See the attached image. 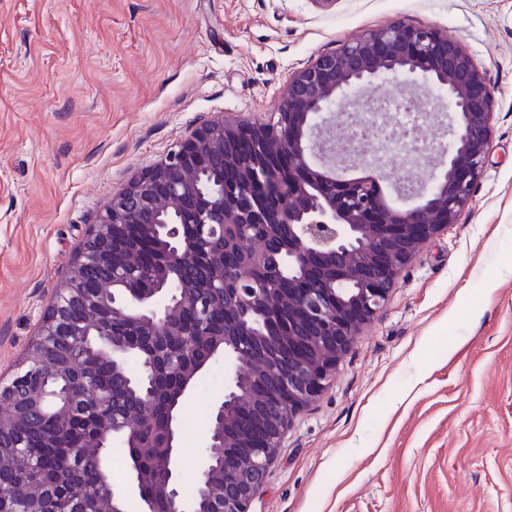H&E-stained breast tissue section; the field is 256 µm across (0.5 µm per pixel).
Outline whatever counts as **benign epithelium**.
<instances>
[{"mask_svg":"<svg viewBox=\"0 0 512 512\" xmlns=\"http://www.w3.org/2000/svg\"><path fill=\"white\" fill-rule=\"evenodd\" d=\"M383 79L424 85L448 110L440 140L372 124L366 141L336 147V120L348 108L387 111L359 96ZM494 92L472 56L431 27L398 21L319 55L289 80L271 126L212 122L112 197L68 263L36 338L13 378L0 382V512H250L295 415L327 387L338 359L384 306L416 251L457 221L493 145ZM428 163L385 194L384 160ZM200 225L186 236L181 224ZM140 228L159 241L161 261L141 262ZM224 244L194 277L197 256ZM196 278V286L188 280ZM231 292L243 316L231 329L215 320ZM124 333L113 331L116 324ZM210 356L192 364L193 337ZM224 363L203 442L197 494L181 496L179 423L195 378ZM180 379L157 421L160 441L145 447L140 424L153 418L156 382ZM68 439L80 421L88 441L43 468L13 443L14 429ZM129 450L126 490H114L112 445ZM157 457L162 479L145 488L142 458ZM224 461V479L213 465ZM82 480L55 507L34 471Z\"/></svg>","mask_w":512,"mask_h":512,"instance_id":"1","label":"benign epithelium"}]
</instances>
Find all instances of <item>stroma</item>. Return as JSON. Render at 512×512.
<instances>
[{
  "label": "stroma",
  "mask_w": 512,
  "mask_h": 512,
  "mask_svg": "<svg viewBox=\"0 0 512 512\" xmlns=\"http://www.w3.org/2000/svg\"><path fill=\"white\" fill-rule=\"evenodd\" d=\"M396 21L471 53L493 148L250 512H512V0H0V376L131 178L206 123L276 120L295 71ZM223 389L216 363L184 414L209 418Z\"/></svg>",
  "instance_id": "35a3bbf8"
}]
</instances>
